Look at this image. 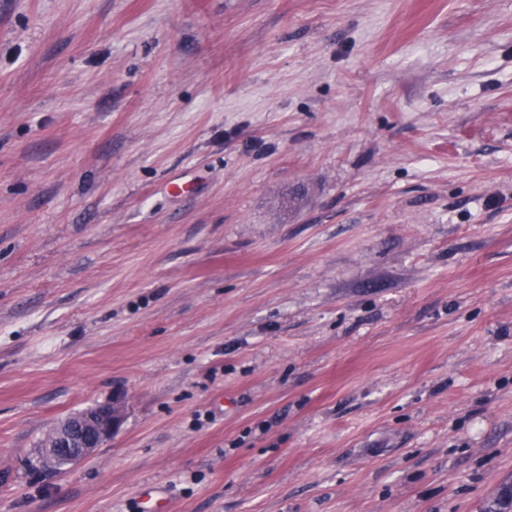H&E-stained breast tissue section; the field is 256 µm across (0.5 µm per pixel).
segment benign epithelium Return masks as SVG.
<instances>
[{
  "instance_id": "1",
  "label": "benign epithelium",
  "mask_w": 512,
  "mask_h": 512,
  "mask_svg": "<svg viewBox=\"0 0 512 512\" xmlns=\"http://www.w3.org/2000/svg\"><path fill=\"white\" fill-rule=\"evenodd\" d=\"M125 418L121 397L66 417L42 440L40 463L64 468L89 458L119 433Z\"/></svg>"
}]
</instances>
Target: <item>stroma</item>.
I'll return each mask as SVG.
<instances>
[{"label":"stroma","mask_w":512,"mask_h":512,"mask_svg":"<svg viewBox=\"0 0 512 512\" xmlns=\"http://www.w3.org/2000/svg\"><path fill=\"white\" fill-rule=\"evenodd\" d=\"M505 486L512 0H0V512ZM125 418L122 397L66 417L42 440L40 463L64 468L89 458L119 433Z\"/></svg>","instance_id":"obj_1"}]
</instances>
